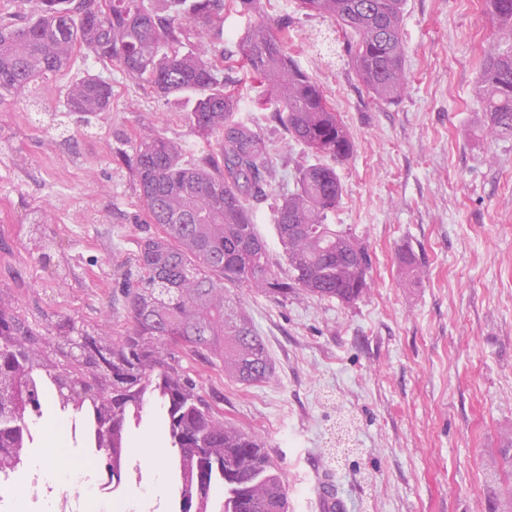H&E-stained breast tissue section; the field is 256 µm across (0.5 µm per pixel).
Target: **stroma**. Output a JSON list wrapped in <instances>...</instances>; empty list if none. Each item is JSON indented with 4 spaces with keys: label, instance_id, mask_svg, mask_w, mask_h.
Returning <instances> with one entry per match:
<instances>
[{
    "label": "stroma",
    "instance_id": "obj_1",
    "mask_svg": "<svg viewBox=\"0 0 512 512\" xmlns=\"http://www.w3.org/2000/svg\"><path fill=\"white\" fill-rule=\"evenodd\" d=\"M263 7L269 22L287 19L288 53L355 142L336 167L343 194L329 221L366 246L370 286L350 305L239 289L238 308L274 366L269 382L239 384L221 363L187 352L181 364L225 421L265 442L288 512H316V467L334 477L347 512H496L499 449L512 437V136L476 133L475 65L499 42L484 2L406 0L408 86L389 105L360 83L330 18L299 12L294 0ZM88 72L112 85V108L90 130L72 120L57 132L32 121L23 96L0 98V241L9 245L0 289L40 329L61 314L125 327L123 281L154 227L117 149L152 128L195 155L212 150L188 124L190 101L165 102L83 49L40 84L43 107L65 111L69 86ZM254 95L242 87L236 117L261 130L274 159L252 215L284 277L273 209L313 158ZM33 207L52 218L48 264L30 259L17 234Z\"/></svg>",
    "mask_w": 512,
    "mask_h": 512
}]
</instances>
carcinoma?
<instances>
[{
  "label": "carcinoma",
  "mask_w": 512,
  "mask_h": 512,
  "mask_svg": "<svg viewBox=\"0 0 512 512\" xmlns=\"http://www.w3.org/2000/svg\"><path fill=\"white\" fill-rule=\"evenodd\" d=\"M112 0V11L97 14L93 0H37L22 23L0 20V95L19 94L37 102L38 80L66 69L81 48L93 58L149 86L165 101L193 98L191 129L213 142V152L195 157L187 146L153 130L130 145L129 165L138 186L145 222L160 232L145 237L134 254L137 274L129 278V324L120 334L109 326L60 315L48 332L33 329L0 291V324L13 337L20 361L0 374V414L9 413L11 391L31 386L34 405L0 424V440L17 442L0 469L26 462L33 429L42 416L45 390L62 376L94 384L67 400L63 410L80 413L90 424L88 443L96 446L104 392L100 369L90 357L53 363L43 357L67 328L112 340V449L122 454L130 432L153 409L166 432L168 457L184 479L181 499L196 497L200 512H288V491L261 439L228 425L186 375L179 353L192 352L224 365L243 385L269 381L274 368L262 337L233 310L232 288H249L269 298L306 293L349 304L369 288L370 258L347 230L329 223L343 193L336 165L348 160L355 144L320 85L284 45L285 27L260 20L262 0ZM304 11L332 19L339 27L351 64L372 97L394 103L404 94L402 17L405 0H296ZM500 40H512V0H485ZM247 23L238 54H224V15ZM193 28L209 43H186ZM240 69L256 80L258 105L276 113L288 136L317 161L295 175V192L276 210V233L288 276L272 269L264 238L250 214V201L266 194L273 167L272 148L261 131L235 119L239 81L221 77ZM477 84L485 129L512 135V46L485 50L478 59ZM67 109L86 124L112 107V84L87 74L69 89ZM44 213L32 211L25 239L45 259L54 242L42 231ZM502 482L512 500V439L503 446Z\"/></svg>",
  "instance_id": "cac0c4a2"
}]
</instances>
